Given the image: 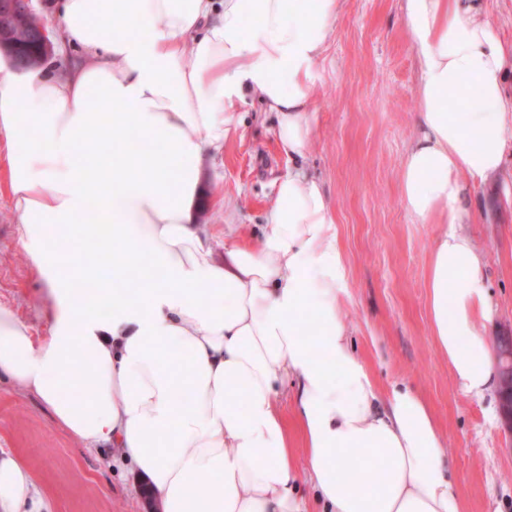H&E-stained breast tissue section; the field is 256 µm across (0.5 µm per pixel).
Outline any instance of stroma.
I'll list each match as a JSON object with an SVG mask.
<instances>
[{"label":"stroma","instance_id":"1","mask_svg":"<svg viewBox=\"0 0 512 512\" xmlns=\"http://www.w3.org/2000/svg\"><path fill=\"white\" fill-rule=\"evenodd\" d=\"M312 148L306 164L324 183L346 269L340 315L357 355L378 386L406 382L428 400L447 437L464 512H512V437L488 416L497 396L477 400L456 385L430 334L426 269L436 224H417L400 199L404 153L416 135L419 67L400 0H345L335 35L315 67ZM240 131L208 162L197 223L224 259V212L239 240L259 243L275 183L290 164L278 149L274 118L258 104L240 113ZM503 168L481 185L482 212L466 230L487 258L493 306L488 338L512 330V129ZM49 301L18 233L0 147V306L35 337L48 333ZM0 448L17 453L54 512H158L116 449L86 448L46 407L0 377Z\"/></svg>","mask_w":512,"mask_h":512}]
</instances>
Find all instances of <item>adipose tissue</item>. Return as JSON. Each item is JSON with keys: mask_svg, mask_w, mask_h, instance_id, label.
I'll list each match as a JSON object with an SVG mask.
<instances>
[{"mask_svg": "<svg viewBox=\"0 0 512 512\" xmlns=\"http://www.w3.org/2000/svg\"><path fill=\"white\" fill-rule=\"evenodd\" d=\"M343 2L53 0L60 51L79 49V61L47 73L0 52L9 193L52 300L39 341L0 307V374L88 447L118 449L162 512H305V487L315 512H463L428 401L402 383L379 390L339 315L334 215L304 161L312 70ZM401 9L420 69L401 202L414 222L441 227L428 322L460 389L481 399L499 386L484 337L492 305L485 254L464 226L478 210L475 185L502 167L512 43L483 0ZM252 97L274 114L295 166L277 184L260 245L225 239L219 263L197 201L206 161ZM131 140L145 150L128 152ZM80 223L108 233L72 240L64 229ZM0 512H52L21 459L2 450Z\"/></svg>", "mask_w": 512, "mask_h": 512, "instance_id": "obj_1", "label": "adipose tissue"}]
</instances>
